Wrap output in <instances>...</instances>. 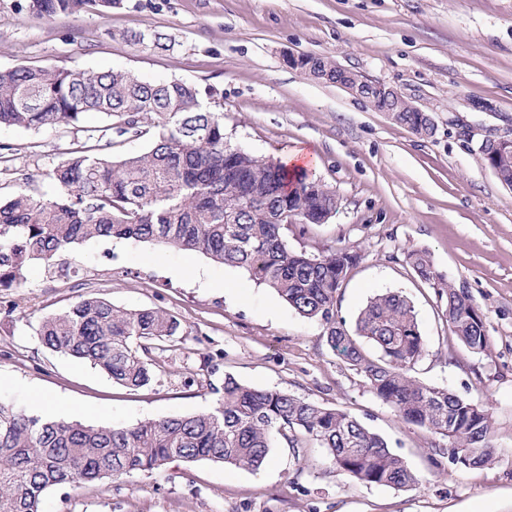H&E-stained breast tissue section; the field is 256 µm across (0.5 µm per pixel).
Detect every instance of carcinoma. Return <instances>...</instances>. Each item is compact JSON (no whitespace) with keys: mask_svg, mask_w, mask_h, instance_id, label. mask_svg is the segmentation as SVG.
Segmentation results:
<instances>
[{"mask_svg":"<svg viewBox=\"0 0 512 512\" xmlns=\"http://www.w3.org/2000/svg\"><path fill=\"white\" fill-rule=\"evenodd\" d=\"M117 0H27L40 17L110 9ZM200 90L181 81L149 82L124 70L15 66L0 69V126H75L88 113L118 120L121 134L150 136V147L115 156L101 144L111 127L89 130L47 178L51 195L19 189L0 203V288L18 286L41 262L58 277L77 275L66 254L99 239L156 242L245 270L303 317L320 322L330 348L360 373L370 392L405 422L448 440L453 458L472 468L495 459L491 415L473 400L412 375L427 348L412 301L400 292L371 297L355 334L338 318L336 296L360 254L350 247L313 254L288 244L290 224H315L336 212V192L303 173L224 141L221 114L203 108ZM415 136L434 124L396 113ZM424 281H435L425 250L407 254ZM453 333L472 353L487 348L485 313L463 288L440 287ZM182 325L160 308L127 310L88 292L43 318L42 344L99 368L127 389L155 378L151 354ZM371 343L368 357L356 337ZM284 443L325 450L336 470L365 486L403 489L418 476L387 441L349 412L279 390L249 387L224 375L223 395L208 412L145 420L130 427L43 419L0 403V512H42L44 492L174 461L208 460L255 471Z\"/></svg>","mask_w":512,"mask_h":512,"instance_id":"obj_1","label":"carcinoma"}]
</instances>
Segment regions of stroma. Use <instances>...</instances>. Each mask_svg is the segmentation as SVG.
<instances>
[{
    "label": "stroma",
    "instance_id": "1",
    "mask_svg": "<svg viewBox=\"0 0 512 512\" xmlns=\"http://www.w3.org/2000/svg\"><path fill=\"white\" fill-rule=\"evenodd\" d=\"M163 34L168 47L126 39ZM329 58L397 88L436 127L422 140L366 100L290 67L288 54ZM18 65L129 70L180 80L224 115V138L257 156L315 154V178L338 207L323 224L289 227L311 252L352 246L361 255L336 310L354 327L370 297L403 292L427 340L414 367L422 382L482 404L496 459L465 468L447 441L403 422L337 356L323 326L302 317L243 270L133 239H104L70 255L77 277L32 263L0 288V403L44 418L131 426L212 411L225 374L345 410L380 434L417 472L398 490L346 479L323 449L280 444L259 470L202 460L49 489L42 512H512V189L480 154L512 136V0H121L111 12L36 16L26 0H0V69ZM70 128H0V201L83 141ZM423 249L436 273L465 289L486 315L488 347L454 335L446 302L405 256ZM128 310L162 308L182 323L137 390L87 362L47 349L35 334L82 284Z\"/></svg>",
    "mask_w": 512,
    "mask_h": 512
}]
</instances>
